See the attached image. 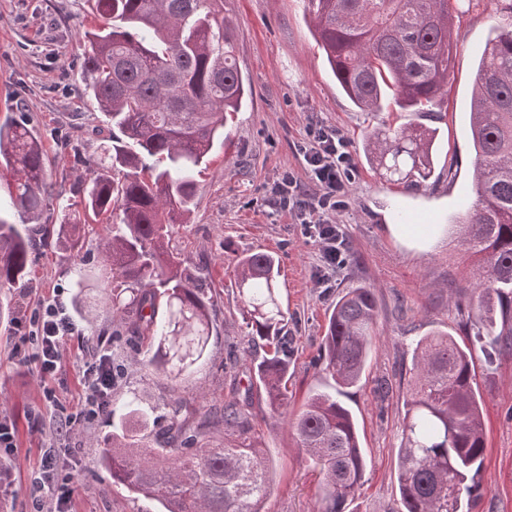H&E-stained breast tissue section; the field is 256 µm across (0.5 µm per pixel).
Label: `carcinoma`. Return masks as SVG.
Wrapping results in <instances>:
<instances>
[{
  "label": "carcinoma",
  "mask_w": 512,
  "mask_h": 512,
  "mask_svg": "<svg viewBox=\"0 0 512 512\" xmlns=\"http://www.w3.org/2000/svg\"><path fill=\"white\" fill-rule=\"evenodd\" d=\"M102 24L87 30L83 63L89 94L119 134L91 161L77 188L82 210L61 207L56 246L80 256V212L106 216L101 278L112 284V316L127 321L147 363L184 380L209 358L214 300L205 275L167 250L173 226L187 223L198 167L248 94L224 0H96ZM316 42L347 97L362 112L389 105L440 112L451 76L452 11L473 0H304ZM508 23L488 39L476 67L469 127L475 151L474 200L456 241L478 265L464 327L476 342L512 346V4ZM433 132L408 124L366 136L375 169L398 183L431 177ZM0 168L13 173L0 199V288L27 280L32 225L51 197L42 140L25 123L0 124ZM18 216L21 224L7 218ZM278 260L255 252L237 258L234 284L251 342L265 356L253 378L270 410L288 416L287 311ZM376 302L363 286L341 295L321 341L324 370L339 388L362 377L374 339ZM399 448L404 512H469L480 486L486 439L473 351L446 332L418 340ZM122 418L146 419L136 400ZM156 428L120 424L101 463L128 491L163 512H261L271 463L253 430L246 401L204 410L173 398ZM224 425V443L208 430ZM298 447L319 470L317 512H348L367 460L351 412L328 392L313 393L291 421Z\"/></svg>",
  "instance_id": "cac0c4a2"
}]
</instances>
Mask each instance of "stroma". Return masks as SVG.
Listing matches in <instances>:
<instances>
[{
  "instance_id": "35a3bbf8",
  "label": "stroma",
  "mask_w": 512,
  "mask_h": 512,
  "mask_svg": "<svg viewBox=\"0 0 512 512\" xmlns=\"http://www.w3.org/2000/svg\"><path fill=\"white\" fill-rule=\"evenodd\" d=\"M224 15L236 32L238 65L250 94L224 129L217 147L197 177L191 221L176 225L171 246L189 266L208 273L216 305V323L206 366L175 383L158 374L134 352L129 336H116L112 309L90 288L77 293L74 268L85 259L102 266L101 228L89 221L83 231L81 258L36 243L29 279L8 291L0 304V416L18 423L12 478L19 493L0 498V512H29L24 493L37 471L41 450L56 420L44 402L53 389L64 414L79 410L76 359L101 347L122 366L112 393L133 397L141 406H162L177 395L194 405H223L244 395L247 376L261 350L252 347L239 313L235 259L246 252L275 255L279 285L288 309L286 333L288 397L299 411L315 391L334 389L318 360L328 315L339 296L362 285L377 303L365 373L340 399L352 412L367 460L364 484L352 512H400L398 451L413 351L432 331H445L461 345L472 339L462 329L476 265L462 248L451 245L448 226L471 200L474 151L468 125L471 78L488 37L502 22L494 0H478L453 20L454 65L442 111L421 115L390 109L375 115L359 111L339 87L314 37L303 0H224ZM88 0H0V123L17 120L41 137L53 197L40 223L60 221V206L72 199L74 186L87 175L112 127L94 98L83 95L88 82L83 67L82 36L93 26ZM420 121L435 128L434 172L425 186L409 189L376 173L364 154L373 127H398ZM336 128L348 141L357 173L345 208L336 214L349 250V263L334 288L314 282L317 250L300 235L293 219L272 200L270 187L284 171L302 186L310 181L299 144L311 124ZM70 135L72 149H61L57 131ZM82 163H75L74 153ZM60 299L82 331L67 345L66 368L43 384L34 363L12 359L18 319L39 302ZM236 351L237 365L225 358ZM492 362L476 357V382L482 398L486 435L482 486L471 512H512V348L499 346ZM253 425L273 461L271 493L263 512H315L319 475L296 445L286 419L273 415L262 390L249 397ZM112 433L111 416L76 426L63 441L78 461L73 484V512H159L156 501L138 498L114 484L100 457Z\"/></svg>"
}]
</instances>
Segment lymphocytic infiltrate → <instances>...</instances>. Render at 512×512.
Wrapping results in <instances>:
<instances>
[{"label":"lymphocytic infiltrate","mask_w":512,"mask_h":512,"mask_svg":"<svg viewBox=\"0 0 512 512\" xmlns=\"http://www.w3.org/2000/svg\"><path fill=\"white\" fill-rule=\"evenodd\" d=\"M299 151L317 193L303 189L289 171L282 174L272 193L276 204L294 217L302 237L316 245L319 264L315 282L317 287L328 288L337 270L348 263L344 232L332 217L346 205L357 163L347 140L329 126L313 125ZM29 325L28 334L15 341L13 355L22 362L34 361L41 380L54 379L65 369V346L70 337L78 335L79 328L57 299L42 303ZM78 372L83 386L81 412L76 419L62 418L64 429L92 423L111 406L117 372L111 351L98 350L82 358ZM73 479L72 449L59 447L57 437H50L33 482L32 512H70Z\"/></svg>","instance_id":"f902f5d3"}]
</instances>
